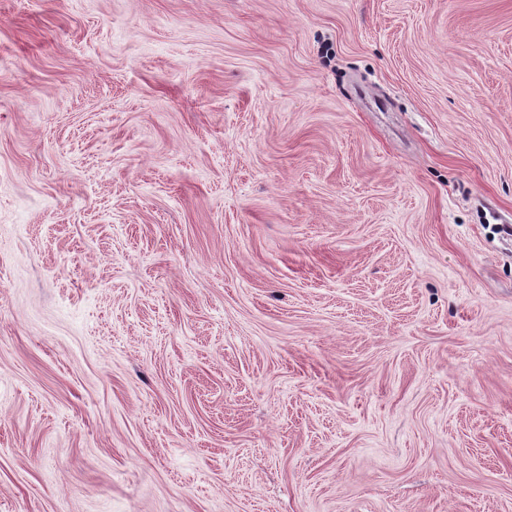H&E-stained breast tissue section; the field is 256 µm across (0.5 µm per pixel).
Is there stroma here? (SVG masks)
<instances>
[{
  "instance_id": "obj_1",
  "label": "stroma",
  "mask_w": 512,
  "mask_h": 512,
  "mask_svg": "<svg viewBox=\"0 0 512 512\" xmlns=\"http://www.w3.org/2000/svg\"><path fill=\"white\" fill-rule=\"evenodd\" d=\"M512 0H0V512H512Z\"/></svg>"
}]
</instances>
